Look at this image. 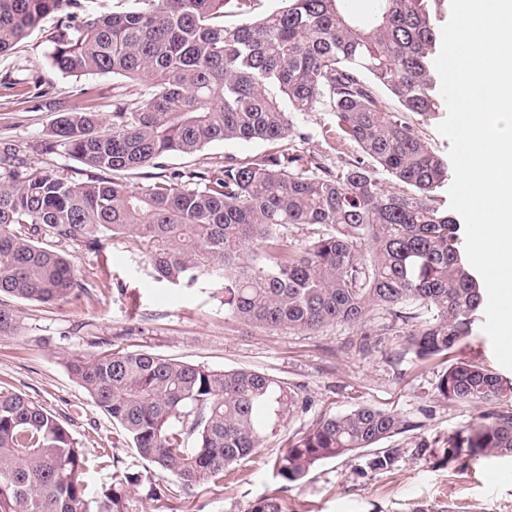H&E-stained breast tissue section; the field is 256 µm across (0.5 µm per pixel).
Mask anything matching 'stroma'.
<instances>
[{"label": "stroma", "mask_w": 512, "mask_h": 512, "mask_svg": "<svg viewBox=\"0 0 512 512\" xmlns=\"http://www.w3.org/2000/svg\"><path fill=\"white\" fill-rule=\"evenodd\" d=\"M53 28V19H46L10 54L0 55V159L16 155L25 170L84 182L90 169L65 152L41 148L54 119L80 102V89H90V105L107 119L116 95L137 99L146 88L109 73L61 74L49 58ZM334 124L333 113L323 110L295 114L288 144L330 166L344 165L359 149L335 145L328 135ZM269 151L260 141L213 142L190 155L168 156L163 164L169 171L192 172L222 165L228 157L244 162ZM55 249L73 258L85 289L79 298L53 305L0 298L17 311L21 325L18 335L0 336V387L44 404L88 455L109 446L113 425L67 372L62 358L71 352L119 347L213 369L257 370L300 387L307 400L306 410L228 473L223 485L176 490L170 512H250L258 499L271 495L283 500L287 512H415L419 506L431 512H512V482L498 477L501 470H512V457L449 461L409 452L419 438L442 439L467 431L489 413L512 411V399L479 405L440 400L434 382L443 360L419 364L409 355L396 357L391 341L362 354L356 328L334 325L309 335L240 324L225 317L224 294L208 278L189 285L157 279L130 240L108 241L104 276L95 249L76 242ZM357 405L390 409L416 423V430L391 439V446L405 450L392 468L370 470L369 448L320 462L300 484L274 476L271 462L289 436L308 428L321 412L338 414Z\"/></svg>", "instance_id": "35a3bbf8"}]
</instances>
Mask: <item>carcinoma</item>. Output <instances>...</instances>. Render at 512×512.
<instances>
[{
    "label": "carcinoma",
    "mask_w": 512,
    "mask_h": 512,
    "mask_svg": "<svg viewBox=\"0 0 512 512\" xmlns=\"http://www.w3.org/2000/svg\"><path fill=\"white\" fill-rule=\"evenodd\" d=\"M119 13L79 14L80 0H0V54L49 16L52 66L66 75L112 73L149 92L114 104L106 124L75 105L55 119L44 151L58 149L96 176L73 182L18 169L0 174V295L65 303L84 290L74 260L49 248L130 238L156 276L177 284L201 276L224 289V315L275 332L361 328L367 352L393 336L420 362L446 359L473 335L486 307L480 281L458 249L459 224L435 205L448 163L411 117L440 110L431 70L442 0H278L248 22V0H134ZM327 110L338 141L360 156L332 169L288 147L297 112ZM263 141L272 151L205 168L172 171L140 187L107 174L158 169L170 154L212 142ZM397 182L390 188L380 176ZM319 225L303 248L281 229ZM20 328L0 306V335ZM76 383L119 427L112 447L131 448L144 470L112 458V482L91 490L86 450L62 421L26 394L0 390V512H169L171 490L224 483L306 400L298 387L251 369H212L141 350L63 358ZM447 402L512 396V383L458 358L438 375ZM419 428L399 413L359 405L326 412L295 433L275 459L285 482L320 462ZM448 459L512 455V412L454 433ZM401 455L382 448L368 461L387 469ZM251 512H285L264 497Z\"/></svg>",
    "instance_id": "carcinoma-1"
}]
</instances>
